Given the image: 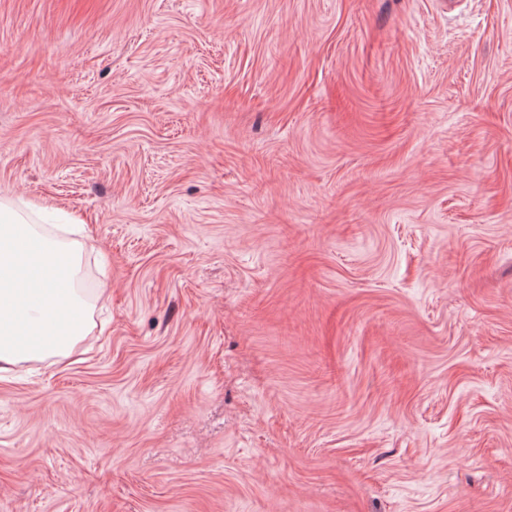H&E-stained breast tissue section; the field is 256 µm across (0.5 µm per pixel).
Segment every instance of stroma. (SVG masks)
<instances>
[{
	"instance_id": "obj_1",
	"label": "stroma",
	"mask_w": 512,
	"mask_h": 512,
	"mask_svg": "<svg viewBox=\"0 0 512 512\" xmlns=\"http://www.w3.org/2000/svg\"><path fill=\"white\" fill-rule=\"evenodd\" d=\"M17 197L96 309L0 512H512V0H0Z\"/></svg>"
}]
</instances>
